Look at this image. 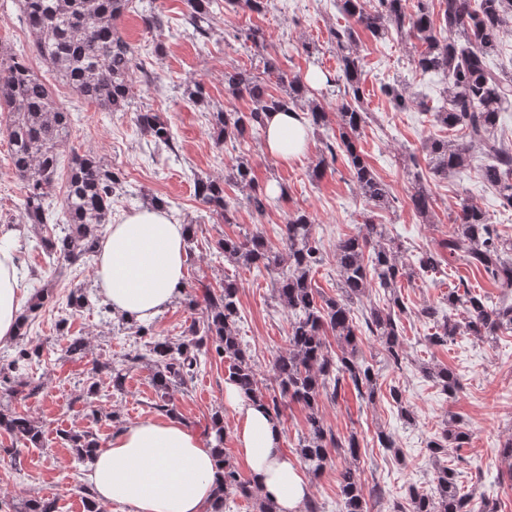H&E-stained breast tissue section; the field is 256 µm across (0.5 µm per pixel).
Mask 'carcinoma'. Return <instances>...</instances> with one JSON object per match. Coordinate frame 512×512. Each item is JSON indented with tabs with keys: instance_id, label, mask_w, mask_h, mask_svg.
Segmentation results:
<instances>
[{
	"instance_id": "obj_1",
	"label": "carcinoma",
	"mask_w": 512,
	"mask_h": 512,
	"mask_svg": "<svg viewBox=\"0 0 512 512\" xmlns=\"http://www.w3.org/2000/svg\"><path fill=\"white\" fill-rule=\"evenodd\" d=\"M270 0H186L187 19L192 35L208 38L215 10L246 9L261 14ZM133 0H22V19L33 35V49L57 77L82 99L105 112H128L132 105L134 48L117 31L114 21L132 8ZM346 16L375 39L396 35L422 47L414 59L422 75L442 73L448 78L442 104L435 107V118L444 126L464 130L465 140L452 142L433 139L425 150L434 173L441 176L468 165L471 152L479 149L489 162L479 170L480 178L499 197L502 207L512 211V148L494 136L500 112L512 92V73H494L486 64L496 52L507 27L512 25V0H336ZM234 39L256 49L266 48V35L257 26L240 28ZM336 49L339 75L327 79L337 87L336 118L338 134L325 142L321 158L309 170L312 181L320 180L336 162L346 156L353 179L364 199L375 207L388 208L392 197L387 185L373 172L357 146L359 130L367 123L362 105V58L359 37L348 25L330 31ZM262 68L232 67L224 71V90L233 97L246 96L252 102L247 112L219 109L210 113L209 122L216 142L239 140L265 129L266 114L276 110L301 112L313 128L327 125L325 106L309 98L310 89L299 75L287 76L278 59L261 56ZM288 83L283 96L269 92L271 78ZM383 93L398 109L412 103L407 85H387ZM0 108L7 112L6 134L15 175L24 183L25 194L18 208L19 223L43 227L53 220L49 196L56 181L60 150L69 144L71 114L57 103L51 85L29 67L23 55L0 51ZM135 125L155 146L173 149V132L160 112L146 109L135 112ZM414 183L409 200L413 211L429 222L433 198L417 171H408ZM232 181L248 190L247 205L262 214L273 200L255 184L248 162L237 160L224 178L199 177L194 181L195 196L224 223L236 221L237 202L225 193L224 184ZM122 184L120 169L110 167L90 153H72L66 189L60 198L63 235L41 236L36 243L47 264L63 259L76 262L99 251L100 228L112 222V196ZM314 221L305 211L288 213L283 231L285 251L269 243L257 230L242 238L226 237L217 249L228 260L242 265L277 271L274 292L288 309V349L272 361L276 391L267 392L258 379L257 369L243 348L237 323L241 318L239 287L224 281L215 291L204 287L205 317L202 325H191L190 338L173 343L166 338L148 342L147 353L130 358L135 365L147 362L151 382L160 401L158 408L172 416L175 407L168 403L169 391L186 383L200 365V357L210 352L229 360L228 381L245 395L261 402L275 420H280V404L288 399L306 410L307 435L296 449L308 470L318 476L330 458V449L355 461L360 442L355 434L337 436L320 414L322 399L332 401L345 386L352 385L362 400H375L380 386L379 369L359 353L361 328L376 338L386 363L400 366L404 360L400 315L405 305L399 294L402 278L411 276L399 264L398 246L388 238L381 224L366 223L365 231L336 243V265L340 280L338 293L325 297L314 288L313 277L324 260L320 244L313 237ZM457 228L443 247L448 255L485 273L494 282L512 288V240L502 237L487 214L478 206L463 201L455 219ZM419 270H437L440 259L431 251L419 253ZM384 291L386 305L373 304L355 315L354 305L373 286ZM49 288L36 289L20 316L19 336L27 335L31 316L44 307ZM448 305L462 311V319L437 318L432 306L421 308L420 315L432 323L428 336L433 346H445L454 337L467 334L492 341L498 333L512 331V304L488 306L469 284L448 293ZM336 335L341 352L335 356L326 345L327 333ZM426 377L452 397L461 388L459 377L445 365L423 367ZM389 395L400 405V415L408 425L415 423L414 412L403 406V394L392 387ZM0 431L30 448L41 446L42 427L10 407L0 406ZM211 444L224 453V417L215 412L208 430ZM62 438L70 444L76 459L92 461L98 442L86 432H69ZM471 439L464 424L451 417L442 431L426 444L434 460L448 455L450 448H463ZM214 512H223L226 497L234 492L246 499L259 497L252 480L246 479L228 462L221 461ZM342 512H366L363 487L349 467L340 473ZM401 512H496L486 502H474L461 492L456 469L436 465L433 487L428 492L411 488Z\"/></svg>"
}]
</instances>
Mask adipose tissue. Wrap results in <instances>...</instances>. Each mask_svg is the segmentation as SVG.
<instances>
[{
  "mask_svg": "<svg viewBox=\"0 0 512 512\" xmlns=\"http://www.w3.org/2000/svg\"><path fill=\"white\" fill-rule=\"evenodd\" d=\"M308 141L304 118L272 112L263 149L281 161L297 158ZM189 230L160 207H146L111 224L100 242L95 276L113 311L145 324L184 286ZM22 292L14 231L0 227V346L16 335ZM224 399L237 414L236 442L263 499L275 512H298L310 488L281 449L282 432L263 407L234 384ZM216 458L211 445L176 418L141 420L115 433L94 456L87 481L101 512H212Z\"/></svg>",
  "mask_w": 512,
  "mask_h": 512,
  "instance_id": "1",
  "label": "adipose tissue"
}]
</instances>
